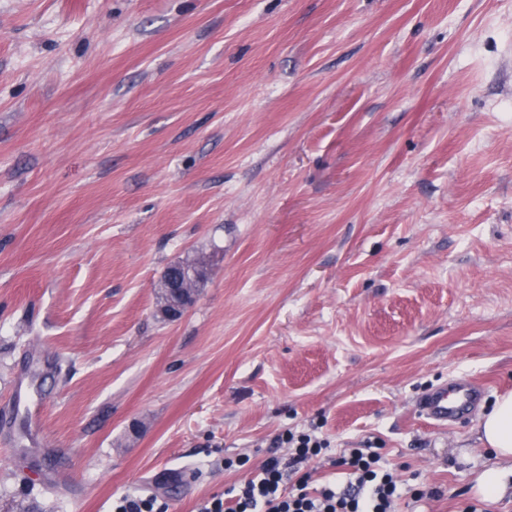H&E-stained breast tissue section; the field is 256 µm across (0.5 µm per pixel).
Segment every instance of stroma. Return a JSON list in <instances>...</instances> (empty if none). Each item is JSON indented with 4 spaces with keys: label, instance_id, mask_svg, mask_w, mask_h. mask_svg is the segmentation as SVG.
<instances>
[{
    "label": "stroma",
    "instance_id": "1",
    "mask_svg": "<svg viewBox=\"0 0 512 512\" xmlns=\"http://www.w3.org/2000/svg\"><path fill=\"white\" fill-rule=\"evenodd\" d=\"M507 392L512 0H0V512H198L291 430L313 486L369 442L399 512H512ZM203 274L205 272L202 266L194 264L165 273L162 279V291L165 295L158 302V312L171 321L180 318L196 302ZM483 394L482 384L445 382L421 395L417 411L435 425L448 426L473 413ZM477 430L495 462L476 477L474 489L483 500L494 502L505 496L512 483V394L496 398Z\"/></svg>",
    "mask_w": 512,
    "mask_h": 512
}]
</instances>
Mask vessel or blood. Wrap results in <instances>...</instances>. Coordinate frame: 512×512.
Wrapping results in <instances>:
<instances>
[{
    "instance_id": "vessel-or-blood-1",
    "label": "vessel or blood",
    "mask_w": 512,
    "mask_h": 512,
    "mask_svg": "<svg viewBox=\"0 0 512 512\" xmlns=\"http://www.w3.org/2000/svg\"><path fill=\"white\" fill-rule=\"evenodd\" d=\"M484 394L483 385L446 382L423 393L417 411L429 422L448 425L473 413Z\"/></svg>"
}]
</instances>
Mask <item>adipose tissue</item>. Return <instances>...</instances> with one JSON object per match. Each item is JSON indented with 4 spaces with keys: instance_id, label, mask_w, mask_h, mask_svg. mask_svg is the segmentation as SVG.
Instances as JSON below:
<instances>
[{
    "instance_id": "ef3b65f1",
    "label": "adipose tissue",
    "mask_w": 512,
    "mask_h": 512,
    "mask_svg": "<svg viewBox=\"0 0 512 512\" xmlns=\"http://www.w3.org/2000/svg\"><path fill=\"white\" fill-rule=\"evenodd\" d=\"M477 430L494 462L476 477L474 489L483 500L494 502L512 489V394L496 398L481 416Z\"/></svg>"
}]
</instances>
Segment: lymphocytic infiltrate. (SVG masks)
Returning <instances> with one entry per match:
<instances>
[{
  "mask_svg": "<svg viewBox=\"0 0 512 512\" xmlns=\"http://www.w3.org/2000/svg\"><path fill=\"white\" fill-rule=\"evenodd\" d=\"M288 458H267L254 475L231 488L228 500H215L199 512H396L401 498L397 477L384 467L373 448H349L335 461L348 477L347 487L318 488L299 477L302 464L320 455L327 443L315 432L289 433L283 439Z\"/></svg>",
  "mask_w": 512,
  "mask_h": 512,
  "instance_id": "f902f5d3",
  "label": "lymphocytic infiltrate"
}]
</instances>
